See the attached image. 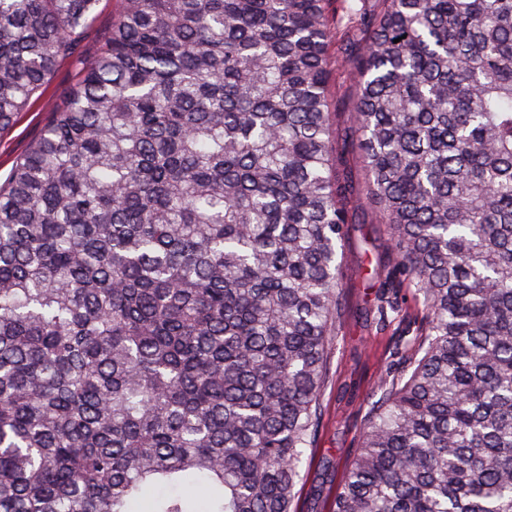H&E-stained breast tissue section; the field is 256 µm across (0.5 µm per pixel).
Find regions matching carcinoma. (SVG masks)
Segmentation results:
<instances>
[{
  "mask_svg": "<svg viewBox=\"0 0 512 512\" xmlns=\"http://www.w3.org/2000/svg\"><path fill=\"white\" fill-rule=\"evenodd\" d=\"M121 2L0 184V512H297L344 314L333 48L423 316L332 512H512V0ZM97 3L0 0V130Z\"/></svg>",
  "mask_w": 512,
  "mask_h": 512,
  "instance_id": "carcinoma-1",
  "label": "carcinoma"
}]
</instances>
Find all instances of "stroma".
<instances>
[{"instance_id":"stroma-1","label":"stroma","mask_w":512,"mask_h":512,"mask_svg":"<svg viewBox=\"0 0 512 512\" xmlns=\"http://www.w3.org/2000/svg\"><path fill=\"white\" fill-rule=\"evenodd\" d=\"M119 8L120 0H100L82 32L78 60H61L42 95L32 98L13 125L0 131V181L9 176L51 120V109L63 91L78 80L79 61L98 54ZM353 99L349 81L343 74H334L330 87L334 125L353 187L351 222L341 249L346 311L331 358L330 383L322 396V424L314 447L304 455L298 512H331L359 438L367 398L381 376L400 371L399 350L415 335L422 316L421 303L403 288L398 293V317L386 324L377 317V297L387 283L374 277L373 270L390 262L389 236L385 225L378 222L377 207L366 190L362 156L349 135L355 123Z\"/></svg>"}]
</instances>
